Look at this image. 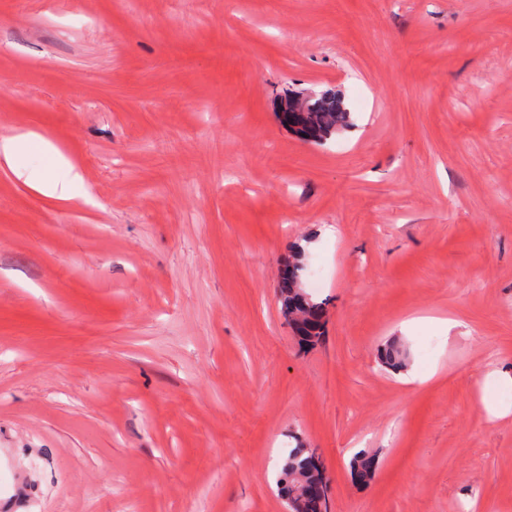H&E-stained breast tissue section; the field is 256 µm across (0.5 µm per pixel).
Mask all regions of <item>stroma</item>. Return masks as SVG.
<instances>
[{
	"mask_svg": "<svg viewBox=\"0 0 512 512\" xmlns=\"http://www.w3.org/2000/svg\"><path fill=\"white\" fill-rule=\"evenodd\" d=\"M28 131L82 182L0 170V512H285L299 443L330 512H512V0H0ZM325 112H309L306 120L309 123L307 131L303 134L320 138L332 134L349 123V112H345L338 100H325L323 102ZM40 148L48 157L52 165H62L67 169V176L55 180H35L26 174V168L19 164L18 158L27 147ZM0 165L6 166L14 177L40 193L67 202L75 197L73 188L81 181V174L77 167L66 161L63 155L48 141L35 133L0 136ZM303 269L302 256L296 253L288 263V278L282 281L281 297L288 318L306 320L301 338L307 343H316L324 335L325 303L314 301L301 287ZM325 474L324 467L311 448L301 445L289 451L281 467L278 480L281 497L291 496L302 489V484H314Z\"/></svg>",
	"mask_w": 512,
	"mask_h": 512,
	"instance_id": "1",
	"label": "stroma"
}]
</instances>
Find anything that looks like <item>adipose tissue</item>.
<instances>
[{"instance_id":"adipose-tissue-1","label":"adipose tissue","mask_w":512,"mask_h":512,"mask_svg":"<svg viewBox=\"0 0 512 512\" xmlns=\"http://www.w3.org/2000/svg\"><path fill=\"white\" fill-rule=\"evenodd\" d=\"M40 148L49 158L51 164L66 165L67 175L62 179L35 180L27 175L26 169L18 161L21 152L28 147ZM0 165L9 168L14 177L23 180L40 193L67 202L73 199V188L81 180V174L75 165L66 164L63 155L48 141L35 133L0 136Z\"/></svg>"}]
</instances>
